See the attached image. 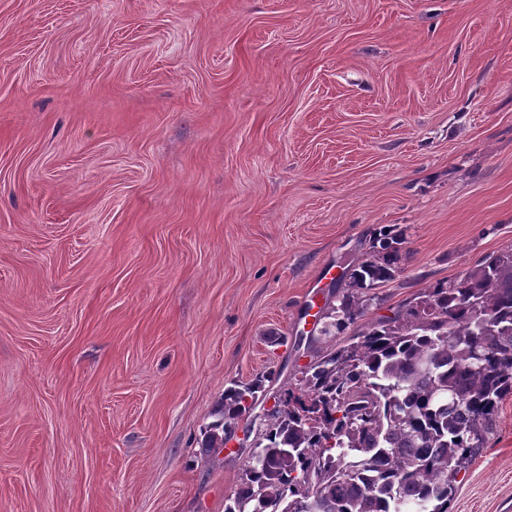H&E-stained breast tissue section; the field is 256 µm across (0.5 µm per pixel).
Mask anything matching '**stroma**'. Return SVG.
<instances>
[{
  "label": "stroma",
  "mask_w": 512,
  "mask_h": 512,
  "mask_svg": "<svg viewBox=\"0 0 512 512\" xmlns=\"http://www.w3.org/2000/svg\"><path fill=\"white\" fill-rule=\"evenodd\" d=\"M512 248V0H0V512H224L225 383L294 384ZM451 512H512V396Z\"/></svg>",
  "instance_id": "stroma-1"
}]
</instances>
